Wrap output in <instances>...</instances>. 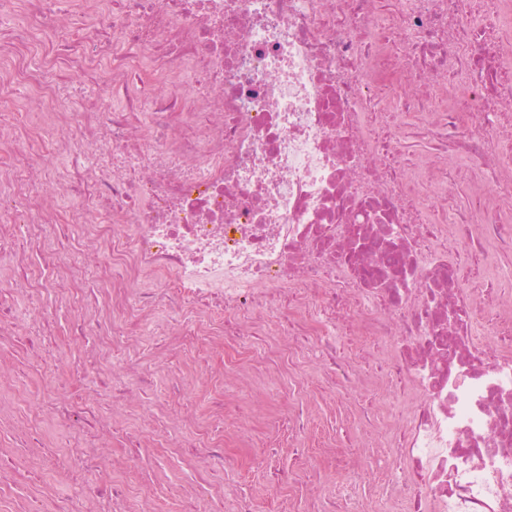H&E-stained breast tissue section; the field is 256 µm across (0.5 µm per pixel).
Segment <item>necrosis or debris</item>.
I'll list each match as a JSON object with an SVG mask.
<instances>
[{"mask_svg": "<svg viewBox=\"0 0 512 512\" xmlns=\"http://www.w3.org/2000/svg\"><path fill=\"white\" fill-rule=\"evenodd\" d=\"M75 194L92 242L52 246ZM492 247L512 250V0H0V270L77 306L96 269L138 328L160 302L220 311L229 342L275 315L284 359L311 347L343 385L360 372L337 336L375 337L411 406L391 448L407 512H512Z\"/></svg>", "mask_w": 512, "mask_h": 512, "instance_id": "4bbe7bcc", "label": "necrosis or debris"}]
</instances>
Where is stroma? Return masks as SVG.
<instances>
[{"instance_id":"35a3bbf8","label":"stroma","mask_w":512,"mask_h":512,"mask_svg":"<svg viewBox=\"0 0 512 512\" xmlns=\"http://www.w3.org/2000/svg\"><path fill=\"white\" fill-rule=\"evenodd\" d=\"M14 307L12 333L17 337L32 331V312L48 317L51 334L45 339L46 351L61 363L57 376L50 377L30 372L34 353L0 354V393L27 387L28 406L34 411L42 402L74 393L98 397L101 418L111 425L112 439L111 450L100 467L78 473L73 445L80 441V433L58 422L53 413H45L50 447L27 451L12 446L0 451L16 461L0 512H16L34 494L65 497L81 488L89 492L108 477L128 486L117 512H180L185 501L208 498L218 491L283 512L288 496L276 490L265 470L243 472L229 467L218 481L211 476L209 466L188 448L197 431L223 428V417L211 408L213 397L223 393L248 394L249 404L239 422L242 429L255 435L274 430L288 413V391L299 374L305 376L308 385L302 407L309 421V441L323 446L324 451L310 463L288 449L277 451L274 463L291 472L293 491L302 496L310 486H318L325 506L336 508L348 498L381 497L397 475L382 450L398 415L394 388L372 379L361 386L331 384L308 351L294 372L268 376L246 368L239 376H225L223 338L187 350L178 315L160 307L153 311L145 335L136 337L127 351L97 358L100 374L122 387L127 384L128 366L142 364L148 368L151 389L147 405L120 408L113 404L111 391L98 387L92 375L81 369L92 344L72 336L73 311L59 293H20ZM336 448L354 459V468L327 460L326 451Z\"/></svg>"}]
</instances>
